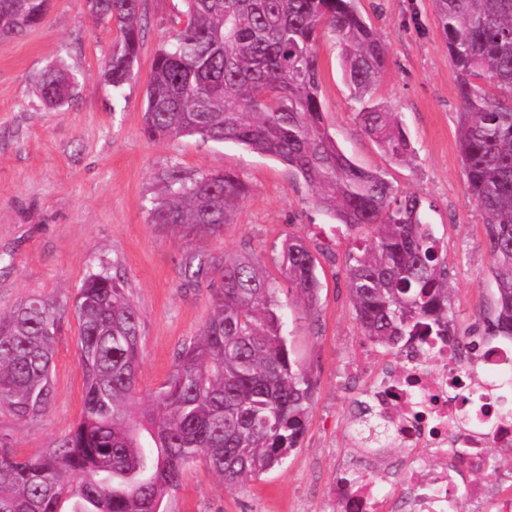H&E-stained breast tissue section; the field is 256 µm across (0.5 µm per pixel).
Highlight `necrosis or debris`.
I'll return each instance as SVG.
<instances>
[{"label":"necrosis or debris","instance_id":"obj_1","mask_svg":"<svg viewBox=\"0 0 512 512\" xmlns=\"http://www.w3.org/2000/svg\"><path fill=\"white\" fill-rule=\"evenodd\" d=\"M512 368V340L459 344L418 336L396 366L363 388L354 410L360 424L384 428V447L402 452L398 481L363 475L337 484L345 512H512V495L497 484L464 480L460 461H479L488 449L512 447V414L502 412L490 372Z\"/></svg>","mask_w":512,"mask_h":512}]
</instances>
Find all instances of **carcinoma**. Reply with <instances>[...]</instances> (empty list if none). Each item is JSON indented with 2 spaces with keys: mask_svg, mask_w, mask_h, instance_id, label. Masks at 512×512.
Masks as SVG:
<instances>
[{
  "mask_svg": "<svg viewBox=\"0 0 512 512\" xmlns=\"http://www.w3.org/2000/svg\"><path fill=\"white\" fill-rule=\"evenodd\" d=\"M47 0H0V38L39 25ZM143 0H87L118 38L105 64L115 89L131 77L142 42ZM185 25L153 59L143 123L152 139L198 136L269 155L308 186L312 204L347 230L368 229L348 253L347 288L364 336L398 351L423 331L454 335L448 268L421 201L337 145L323 112L320 37L340 48L343 75L362 104V131L391 161L413 153L398 118L372 103L389 66L354 0H184ZM455 67L459 147L467 190L483 213L495 310L484 335L512 338V0H435ZM74 80L44 73L42 99L61 106ZM168 194L153 223L184 237L221 236L249 185L231 172L164 173ZM280 269L309 313L320 262L306 242H282ZM183 281L218 277L211 313L182 347L152 406L137 394L139 318L125 285L88 276L72 303L34 295L0 313V411L42 416L53 394L55 347L74 315L84 378L82 416L48 448L18 456L0 444V512H160L199 460L229 486L278 465L296 447L315 382L290 357L278 284L259 261L191 255Z\"/></svg>",
  "mask_w": 512,
  "mask_h": 512,
  "instance_id": "obj_1",
  "label": "carcinoma"
}]
</instances>
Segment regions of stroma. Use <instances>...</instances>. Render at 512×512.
I'll list each match as a JSON object with an SVG mask.
<instances>
[{"mask_svg": "<svg viewBox=\"0 0 512 512\" xmlns=\"http://www.w3.org/2000/svg\"><path fill=\"white\" fill-rule=\"evenodd\" d=\"M356 6L390 56L373 97L399 116L414 160L391 162L362 132L359 105L329 36L319 44L326 121L360 166L386 172L399 195L421 199L422 215L444 246L455 333L480 334L494 302L493 264L483 215L464 180L456 73L433 0H356ZM183 9L182 0H143L144 38L131 77L118 90L103 78L117 31L99 23L85 0H48L41 24L0 39V311L29 295L69 301L89 274L120 275L140 321L138 388L146 403L212 309L211 281L184 286L185 257H252L278 278L282 240L304 237L322 264L318 309L306 313L287 283L278 293L288 347L317 381L303 436L279 466L233 487L204 465L187 470L161 508L340 512L330 490L346 468L392 464L350 451V401L362 383L344 367L366 343L347 289L346 257L354 239L313 208L308 187L273 157L195 136L147 138L142 112L151 64L180 28ZM58 65L74 77L76 90L68 105L55 109L42 100L36 82ZM173 166L189 173L231 171L247 181L251 191L223 236L185 238L152 224L150 209L165 194L161 175ZM77 341V325L69 323L56 350L49 410L27 422L0 411V442L30 455L76 425L83 404Z\"/></svg>", "mask_w": 512, "mask_h": 512, "instance_id": "stroma-1", "label": "stroma"}]
</instances>
